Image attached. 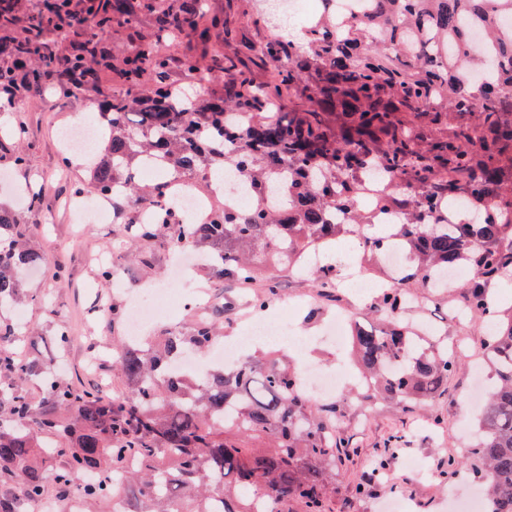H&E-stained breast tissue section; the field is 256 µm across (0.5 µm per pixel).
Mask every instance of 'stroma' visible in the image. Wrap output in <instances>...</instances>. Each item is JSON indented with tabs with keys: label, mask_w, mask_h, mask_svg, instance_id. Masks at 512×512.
I'll return each mask as SVG.
<instances>
[{
	"label": "stroma",
	"mask_w": 512,
	"mask_h": 512,
	"mask_svg": "<svg viewBox=\"0 0 512 512\" xmlns=\"http://www.w3.org/2000/svg\"><path fill=\"white\" fill-rule=\"evenodd\" d=\"M95 102L86 96H66L47 89L37 95L21 97L7 108H0V133L14 124H22L26 134L19 145L26 165L14 169L0 161V204L24 207L20 191L44 186L42 207L27 213L29 239L50 266L49 273L27 277L25 286L40 301L26 306L22 321L31 334L22 338L18 354L37 357L65 381L78 388L97 386L99 377H107L115 391H122L113 365L102 368L101 376L86 369L87 358L98 351H115L126 339L124 318L102 317L100 299L110 306L125 307L128 294L143 283L167 284L174 254L164 242H139L129 245L123 231L135 213L134 206L114 208L109 223L84 228L65 207L66 199L86 191L90 172L86 165L69 161L70 149L56 137L57 128L81 121H93ZM115 256L117 282L101 288L98 280L99 258ZM61 268L64 280H56L52 268ZM189 287L203 288L212 297L211 320L219 335L234 336L240 321L253 309L252 291L240 288L232 274L218 277L206 266H198L189 277ZM451 303L441 306L424 302L421 315L427 317L435 335L453 344L459 362L448 377V386L432 407L406 414L388 404H374L366 410L362 426L348 425L343 435L354 453L339 468L336 476V512H382L387 499L386 483H393L413 502V512H448L444 503L446 488H455L461 496L476 494L469 467L462 466L455 478L441 482L449 458L466 459L471 445L473 423L479 413L471 404L474 360L483 354L486 326L478 320H457L451 306L461 300L460 283L449 287ZM53 310L45 312L43 301ZM68 326L71 344L58 354L54 332ZM403 443L390 457L387 482L370 486L366 494H356L357 485L370 476L375 458L393 436Z\"/></svg>",
	"instance_id": "1"
}]
</instances>
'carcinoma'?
I'll return each instance as SVG.
<instances>
[{
	"label": "carcinoma",
	"mask_w": 512,
	"mask_h": 512,
	"mask_svg": "<svg viewBox=\"0 0 512 512\" xmlns=\"http://www.w3.org/2000/svg\"><path fill=\"white\" fill-rule=\"evenodd\" d=\"M369 14L340 17L336 0L285 41L265 32L266 14L233 6L207 15L200 0H0V90L100 96L101 150L88 189L123 187L147 205L163 182L138 181L147 165L205 181L230 168L247 182L249 205L218 206L187 224L180 209L127 225L129 238L186 239L216 254L244 288L295 267L341 236L361 237L372 256L406 252L397 275L370 305L380 324L358 330L353 359L371 383L364 399L410 412L448 384L456 356L421 345L406 326L407 298L442 300L440 276L465 266L467 313L489 319L484 351L496 377L468 451L489 512H512V313L491 311L485 285L512 272V0H365ZM256 32L245 51L240 19ZM149 20L154 35L139 26ZM118 26L130 50L104 43ZM188 53L167 52L174 28ZM65 43L59 52L58 44ZM180 64L224 93L188 101L170 73ZM270 69L266 81L253 68ZM288 101V111H280ZM387 176L379 208L391 232L370 237L375 215L355 206L361 180ZM457 212L456 224L448 211ZM44 263L28 225L0 206V307L22 305L28 269ZM212 324L166 332L113 356L126 395L109 398L50 375L16 356L13 325L0 319V512H28L45 495L46 465L62 495L79 493L84 512L111 501L114 488L89 475L121 474L128 512H333L340 438L349 398L322 403L276 351L245 354L230 369L170 380L175 357L205 351ZM41 382L32 404L24 384Z\"/></svg>",
	"instance_id": "1"
}]
</instances>
